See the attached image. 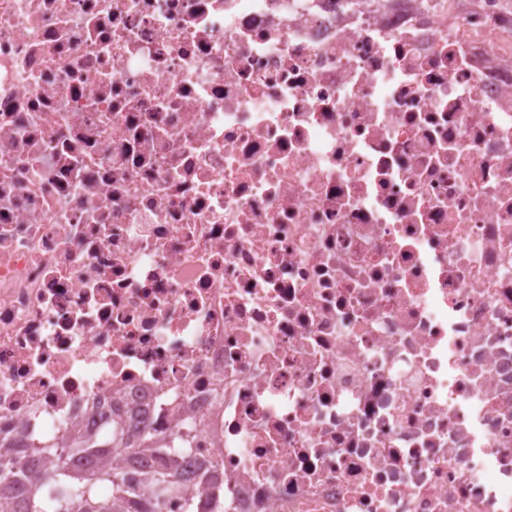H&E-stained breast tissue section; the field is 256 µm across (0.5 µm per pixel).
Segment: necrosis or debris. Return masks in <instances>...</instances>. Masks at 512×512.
I'll list each match as a JSON object with an SVG mask.
<instances>
[{
	"mask_svg": "<svg viewBox=\"0 0 512 512\" xmlns=\"http://www.w3.org/2000/svg\"><path fill=\"white\" fill-rule=\"evenodd\" d=\"M143 431L168 512H512L507 0H0V438Z\"/></svg>",
	"mask_w": 512,
	"mask_h": 512,
	"instance_id": "necrosis-or-debris-1",
	"label": "necrosis or debris"
}]
</instances>
